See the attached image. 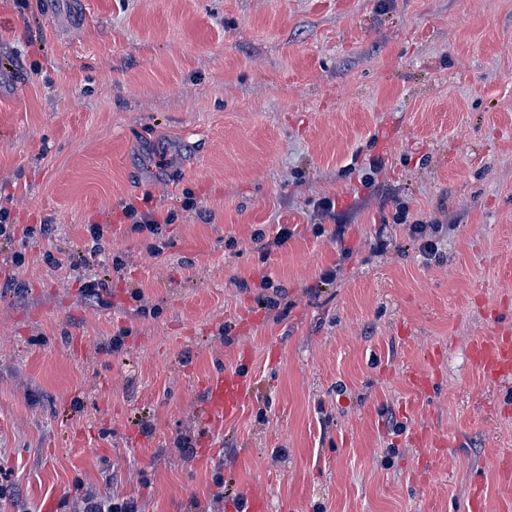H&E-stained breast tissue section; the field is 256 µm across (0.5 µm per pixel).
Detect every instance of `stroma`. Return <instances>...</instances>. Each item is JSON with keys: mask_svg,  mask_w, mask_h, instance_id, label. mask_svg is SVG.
I'll return each instance as SVG.
<instances>
[{"mask_svg": "<svg viewBox=\"0 0 512 512\" xmlns=\"http://www.w3.org/2000/svg\"><path fill=\"white\" fill-rule=\"evenodd\" d=\"M0 207V512H512V0H0ZM151 195L146 194L141 199L145 204L143 209H138L135 205L129 204L125 208V216L132 220V224H136L135 229L139 232L147 231L153 237L160 238L163 236V229L166 224H172L173 215L167 214L163 219V224L155 217V212L148 205L151 201ZM471 363L490 383L512 380V336L493 331L472 340L469 348ZM200 385V416L208 425L237 419L254 394L252 379L239 370H214Z\"/></svg>", "mask_w": 512, "mask_h": 512, "instance_id": "1", "label": "stroma"}]
</instances>
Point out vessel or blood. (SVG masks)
<instances>
[{
  "label": "vessel or blood",
  "mask_w": 512,
  "mask_h": 512,
  "mask_svg": "<svg viewBox=\"0 0 512 512\" xmlns=\"http://www.w3.org/2000/svg\"><path fill=\"white\" fill-rule=\"evenodd\" d=\"M469 356L483 378L491 383L512 380V336L491 332L473 339ZM204 399L200 416L205 423L237 419L254 394L250 377L239 370L217 369L201 382Z\"/></svg>",
  "instance_id": "obj_1"
}]
</instances>
